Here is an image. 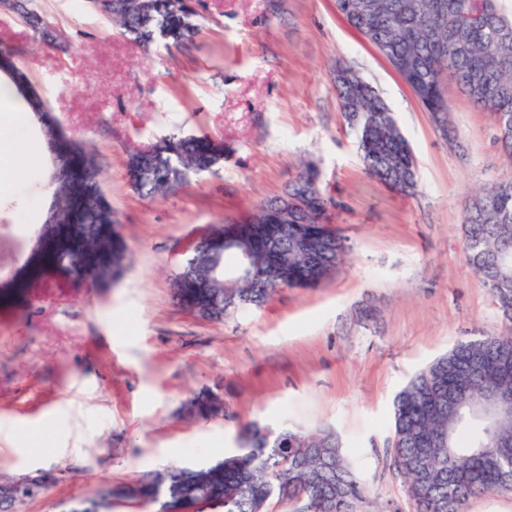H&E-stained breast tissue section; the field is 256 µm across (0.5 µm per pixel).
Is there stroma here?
Segmentation results:
<instances>
[{
    "instance_id": "obj_1",
    "label": "stroma",
    "mask_w": 512,
    "mask_h": 512,
    "mask_svg": "<svg viewBox=\"0 0 512 512\" xmlns=\"http://www.w3.org/2000/svg\"><path fill=\"white\" fill-rule=\"evenodd\" d=\"M52 26L37 38L0 11V50L15 52L71 137L95 152L132 251L123 279L88 288L51 266L11 284L0 267V478L29 475L14 451L65 414L68 436L41 469L57 479L17 512H61L107 483L170 464L203 467L258 423L334 428L366 492L361 512H412L387 460L393 399L458 340L505 330L469 265L462 217L472 192L512 175L490 112L447 82L446 141L386 58L334 0H201L200 33L182 49L145 52L86 0H37ZM359 70L414 149L418 186L398 194L369 176L339 107L337 65ZM226 147L214 175L142 198L128 153L174 130ZM318 171L328 222L346 259L314 288L211 321L172 299L189 247L261 200ZM51 157L0 195V233L24 260L51 199ZM224 396V413H187L192 393Z\"/></svg>"
}]
</instances>
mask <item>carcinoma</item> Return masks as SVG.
Wrapping results in <instances>:
<instances>
[{
    "instance_id": "1",
    "label": "carcinoma",
    "mask_w": 512,
    "mask_h": 512,
    "mask_svg": "<svg viewBox=\"0 0 512 512\" xmlns=\"http://www.w3.org/2000/svg\"><path fill=\"white\" fill-rule=\"evenodd\" d=\"M369 11L360 9L361 0H335L336 11L353 29L373 44L384 46L394 59L409 67L400 70L425 110L448 107L443 82L429 79L433 70L450 71L463 94L477 107L494 116L498 132L512 131V37L503 40L500 30L512 27L493 0H425L427 11L412 16L410 0H371ZM154 11L142 15L136 0H125L117 11L92 7L100 17L117 24L123 35L149 48L162 45L179 48L198 32L197 13L183 0H154ZM18 13L32 30L48 36V24L32 7V0H17ZM498 51L487 52L490 42ZM0 77L8 80L33 114L53 158L64 153L88 156L81 170L66 177L51 174L53 201L44 223L62 224L77 207L82 222L75 226L70 243L48 244L33 258L34 266L51 264L78 280L87 278L109 283L123 274L127 264L112 265V259L129 260L128 247L119 233L111 202L103 196L102 173L93 152L55 129V117L45 110V101L23 86L31 85L27 71L15 55L0 51ZM336 93L346 124L355 131L366 172L391 189L411 195L417 187L416 162L411 145L397 126L391 109L363 77L353 84L335 81ZM224 152L214 149L205 136L168 133L153 142V149L134 150L128 168L137 172L132 182L144 198L174 193L194 177L216 174ZM310 192L307 212L288 215L275 263L266 252L254 251L256 274L224 281L215 268L228 264L236 246L222 252L209 250L205 243L195 246L184 263L188 272L174 280L178 303L196 315L221 319L239 309L261 307L272 299L268 288L273 267H286L294 274V287L314 288L311 264L320 250L312 239L304 249L296 245L291 229L302 222L319 224L326 219V199L317 185V172L307 169L291 181L288 192ZM463 246L468 261L480 275L505 319L507 330L491 336H468L448 353L417 372L393 401L392 465L404 479L414 512H467L478 495L512 496V485H504L499 467L475 458L471 451L484 448L494 433L512 437V417L489 426L473 417L437 411V397L464 394L472 400L495 387L512 390V189L496 182L470 197L462 224ZM202 416L218 412L223 401L203 390L191 400ZM443 436L456 453L446 458L431 451V443ZM242 447L223 459L187 476L182 468L169 466L141 479L139 491L149 498L158 491L174 501L190 494L196 499L221 506L220 512H260L262 504L277 492L288 500L304 496L318 503L321 512H359L364 488L341 449L336 432L323 428L314 433L283 428L264 432L247 429L241 434ZM123 493L109 487L95 498H81L67 512H102L101 506Z\"/></svg>"
}]
</instances>
